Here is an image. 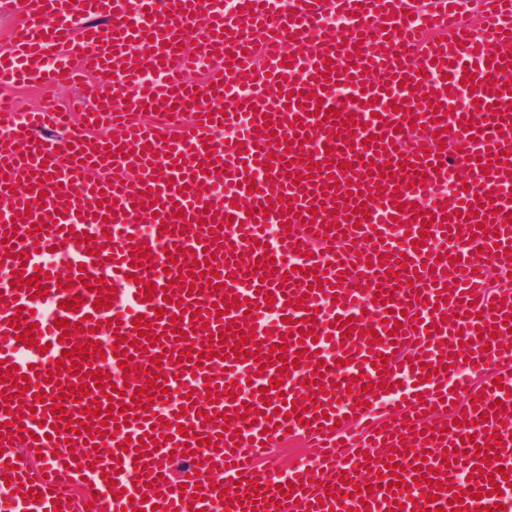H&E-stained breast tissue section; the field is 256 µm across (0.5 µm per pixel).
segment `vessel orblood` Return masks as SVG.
I'll return each mask as SVG.
<instances>
[{"mask_svg": "<svg viewBox=\"0 0 512 512\" xmlns=\"http://www.w3.org/2000/svg\"><path fill=\"white\" fill-rule=\"evenodd\" d=\"M472 2L0 0L1 89L95 80L0 111L8 512H512V0ZM91 90V82L89 80L85 83L69 81L57 86L54 90V96L61 103L70 102L79 97H86L90 100Z\"/></svg>", "mask_w": 512, "mask_h": 512, "instance_id": "1", "label": "vessel or blood"}]
</instances>
